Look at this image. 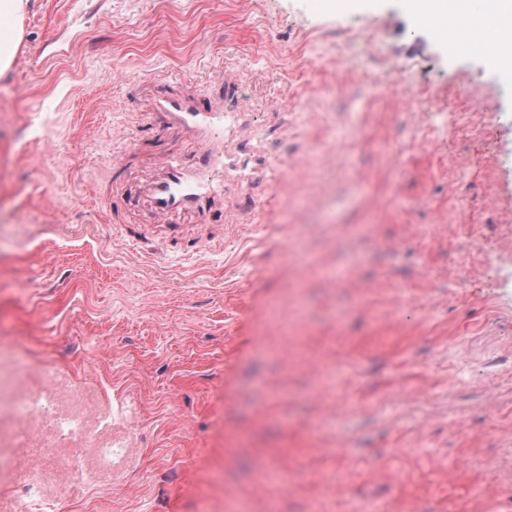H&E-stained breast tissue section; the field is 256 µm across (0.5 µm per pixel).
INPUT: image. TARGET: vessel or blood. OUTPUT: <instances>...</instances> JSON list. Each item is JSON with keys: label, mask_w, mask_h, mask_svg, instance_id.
<instances>
[{"label": "vessel or blood", "mask_w": 512, "mask_h": 512, "mask_svg": "<svg viewBox=\"0 0 512 512\" xmlns=\"http://www.w3.org/2000/svg\"><path fill=\"white\" fill-rule=\"evenodd\" d=\"M224 94L216 99L202 97L189 89L179 94L156 90L152 79L142 82L143 98L149 114L160 117L171 129L184 132L198 152L194 166L170 162L167 168L151 179L143 190V200L152 211L156 235L176 238L181 225L173 218L182 212L202 215L213 213L216 206L215 173L225 179L240 177L246 165L237 156L234 141L244 134L236 102L240 82L235 73L225 71ZM121 179L111 180L105 192L112 201V218L118 234H125V213L129 199L121 189Z\"/></svg>", "instance_id": "1"}]
</instances>
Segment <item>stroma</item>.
Wrapping results in <instances>:
<instances>
[{
  "mask_svg": "<svg viewBox=\"0 0 512 512\" xmlns=\"http://www.w3.org/2000/svg\"><path fill=\"white\" fill-rule=\"evenodd\" d=\"M22 27L0 377L123 446L80 447L83 491L45 475L62 512H512V76L408 0H29ZM391 60L406 84L362 94ZM227 68L249 166L223 221L127 246L103 193L124 144L129 193L195 161L140 81L206 93Z\"/></svg>",
  "mask_w": 512,
  "mask_h": 512,
  "instance_id": "35a3bbf8",
  "label": "stroma"
}]
</instances>
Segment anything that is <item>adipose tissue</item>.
Segmentation results:
<instances>
[{"label": "adipose tissue", "mask_w": 512, "mask_h": 512, "mask_svg": "<svg viewBox=\"0 0 512 512\" xmlns=\"http://www.w3.org/2000/svg\"><path fill=\"white\" fill-rule=\"evenodd\" d=\"M413 15L424 25L445 24L453 43L476 42L497 71L512 73V0H489L488 7L472 14L470 0H409ZM25 0H0V74L12 63L22 40ZM472 21L471 30L456 28L458 18Z\"/></svg>", "instance_id": "ef3b65f1"}]
</instances>
